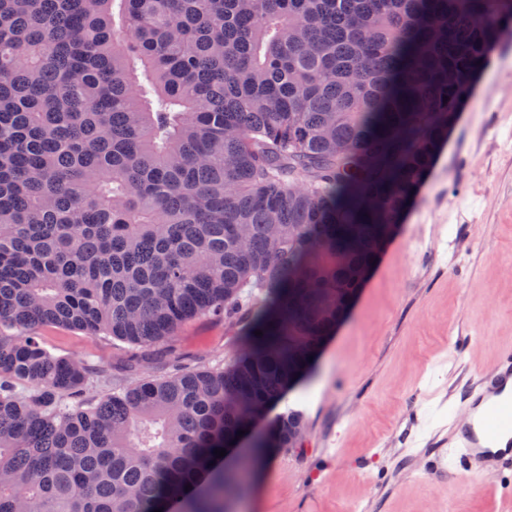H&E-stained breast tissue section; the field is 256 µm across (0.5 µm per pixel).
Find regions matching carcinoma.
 Listing matches in <instances>:
<instances>
[{
    "instance_id": "1",
    "label": "carcinoma",
    "mask_w": 512,
    "mask_h": 512,
    "mask_svg": "<svg viewBox=\"0 0 512 512\" xmlns=\"http://www.w3.org/2000/svg\"><path fill=\"white\" fill-rule=\"evenodd\" d=\"M508 30L512 0H0V512H223L214 450L332 334ZM201 317L224 366L104 397L40 336L139 367Z\"/></svg>"
}]
</instances>
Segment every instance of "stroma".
Listing matches in <instances>:
<instances>
[{
    "label": "stroma",
    "instance_id": "35a3bbf8",
    "mask_svg": "<svg viewBox=\"0 0 512 512\" xmlns=\"http://www.w3.org/2000/svg\"><path fill=\"white\" fill-rule=\"evenodd\" d=\"M55 353L107 367L105 394L179 368L218 367L238 343L200 319L152 353L145 372L124 344L47 326ZM512 348V31L473 86L414 203L287 407L303 450L277 449L224 512H512V468L498 478L443 470L467 393Z\"/></svg>",
    "mask_w": 512,
    "mask_h": 512
}]
</instances>
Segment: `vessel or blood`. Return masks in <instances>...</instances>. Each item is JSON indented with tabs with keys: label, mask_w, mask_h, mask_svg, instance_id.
Listing matches in <instances>:
<instances>
[{
	"label": "vessel or blood",
	"mask_w": 512,
	"mask_h": 512,
	"mask_svg": "<svg viewBox=\"0 0 512 512\" xmlns=\"http://www.w3.org/2000/svg\"><path fill=\"white\" fill-rule=\"evenodd\" d=\"M458 462L469 471L501 470L512 462V349L469 397L467 418L455 429Z\"/></svg>",
	"instance_id": "obj_1"
}]
</instances>
